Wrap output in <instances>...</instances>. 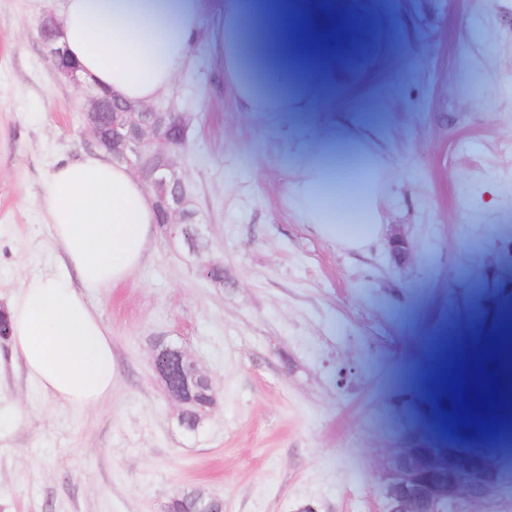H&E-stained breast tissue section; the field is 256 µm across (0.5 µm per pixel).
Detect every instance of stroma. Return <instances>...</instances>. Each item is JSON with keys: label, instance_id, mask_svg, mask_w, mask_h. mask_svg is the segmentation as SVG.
<instances>
[{"label": "stroma", "instance_id": "stroma-1", "mask_svg": "<svg viewBox=\"0 0 512 512\" xmlns=\"http://www.w3.org/2000/svg\"><path fill=\"white\" fill-rule=\"evenodd\" d=\"M225 0H202L190 67L170 97L191 115L185 172L203 256L155 233L125 282L89 292L112 331V396L75 410L21 359L0 370V512H166L200 488L224 512H382L394 460L442 459L485 480L479 512H512V456L473 464L470 427L425 444L452 400L420 352L436 307L486 297L471 358L512 301V0H402L399 52L353 108L245 112L224 79ZM59 0H0V298L55 272L63 252L41 208L61 164L94 152L88 91L57 76L39 37ZM381 157L379 238L357 249L303 223L299 170L332 161L329 139ZM414 247L396 261L395 232ZM182 347L219 389L196 432L152 369Z\"/></svg>", "mask_w": 512, "mask_h": 512}]
</instances>
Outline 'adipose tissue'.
Masks as SVG:
<instances>
[{
	"label": "adipose tissue",
	"mask_w": 512,
	"mask_h": 512,
	"mask_svg": "<svg viewBox=\"0 0 512 512\" xmlns=\"http://www.w3.org/2000/svg\"><path fill=\"white\" fill-rule=\"evenodd\" d=\"M200 0H61L62 39L88 80L121 99L148 104L169 93L188 69L200 31ZM336 47L334 0H251L247 13L224 9V73L244 111L271 108L270 89H294L311 111L326 112L346 71L318 67L301 53L274 47L276 37ZM382 160L306 166L294 180V204L325 239L358 248L381 232L376 182ZM62 268L26 278L6 311L9 346L28 377L49 396L77 409L102 405L118 377L109 328L86 291L127 280L156 230L146 188L103 152L60 165L43 198Z\"/></svg>",
	"instance_id": "1"
}]
</instances>
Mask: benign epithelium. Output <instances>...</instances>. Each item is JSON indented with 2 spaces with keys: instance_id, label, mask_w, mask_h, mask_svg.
<instances>
[{
  "instance_id": "1",
  "label": "benign epithelium",
  "mask_w": 512,
  "mask_h": 512,
  "mask_svg": "<svg viewBox=\"0 0 512 512\" xmlns=\"http://www.w3.org/2000/svg\"><path fill=\"white\" fill-rule=\"evenodd\" d=\"M61 22L51 12L41 23L40 36L49 62L56 73L74 84H82L78 66L59 41ZM87 132L96 146L105 147L112 159L126 165L151 194L159 227L171 245H182L198 257L199 272L211 282L224 279L212 276L218 264L201 259L200 229L189 210L193 193L183 173L184 154L176 142L187 141L189 115L171 105L137 106L93 85L88 86ZM154 371L166 396L183 408L195 401L198 377L197 361L184 349L168 344L156 350ZM405 462H394L384 491L385 512H475L474 502L464 492L448 494V489L432 470L418 468L413 486L403 483Z\"/></svg>"
}]
</instances>
